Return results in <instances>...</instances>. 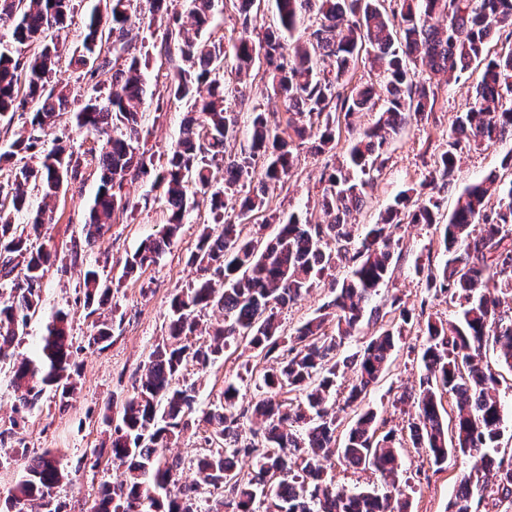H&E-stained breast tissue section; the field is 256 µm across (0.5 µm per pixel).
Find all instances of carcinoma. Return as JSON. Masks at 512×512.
Instances as JSON below:
<instances>
[{
  "mask_svg": "<svg viewBox=\"0 0 512 512\" xmlns=\"http://www.w3.org/2000/svg\"><path fill=\"white\" fill-rule=\"evenodd\" d=\"M89 1L81 46L68 62L92 83V93L78 105L66 86L52 82L62 50L45 33L67 27L76 6ZM221 2L189 0L191 36L169 13L167 0H146V15L138 11V0H0V29L8 35L0 40V124L10 126L16 113L35 105L25 132L0 152V162L11 165L0 179V360L12 356L38 312L43 280L57 261L42 236L52 216L42 206L32 207L31 192L56 197L99 174L84 244L72 243L60 267L77 274L87 308L112 300V281L86 264V253L118 217L134 216L138 204L124 193L126 182L152 178L151 189L165 199L167 222L126 259L123 278L157 263L202 194L210 198L212 225L203 228L189 257L199 275L173 294L168 338L151 351L113 429L109 451L112 461L126 467V479L102 488L91 512H200L196 484L181 481L186 469L218 491L209 512H407L408 500L400 492L336 488L327 472L335 455L393 482L401 463L397 433L378 435L370 408L356 414L337 443L340 423L330 397L340 363L356 375L347 406L361 403L389 371L402 330L375 299L400 255L393 230L404 223L433 224L440 230L444 260L418 265L416 272L426 292L445 294L458 307V319H434L423 304L416 315L400 310L402 323L423 324L425 337L424 375L419 390L407 396L416 410L409 438L435 466L447 462L451 452L473 460L448 512H476L475 486L479 500L495 495L498 503L511 506L512 457H497L503 423L499 380L485 358L492 344L499 362L512 369V306L503 307L487 289L491 281L495 292L512 296V152L502 159L508 180L491 174L466 186L446 222L440 200L431 196L413 205L407 191L388 206L382 223L369 225L360 237L348 217L362 208L365 185L382 170L390 135L434 112L435 91L415 81L411 64L418 60L450 77L469 72L475 63L482 66L474 103L456 118L430 183L452 187L459 151L512 137V48L495 55L487 50L495 35L512 37V0H273L277 23L257 43L251 37L256 0H248L239 10L240 31L232 45L235 71L246 75L264 58V77L288 118L282 128L256 113L246 145L224 166L218 186L211 167L236 137L231 101L240 93L220 75L224 44L204 37ZM308 12L315 14V25L306 42L294 46ZM144 24L162 31L160 44L138 40L134 29ZM31 45L33 54L22 55L21 47ZM154 50L169 65L167 100L191 102V116L161 165L140 139L148 95L144 69ZM363 51L380 68L386 99L377 122L359 131L351 118L376 107L373 87L346 90ZM327 58L334 59L335 71L321 69ZM63 112L73 113L87 132L105 137L101 149L79 154L60 139L46 147L47 132ZM313 129L319 151L333 147L344 132L350 138L346 159L322 177L321 205L330 220L313 224L292 215L265 243L244 238L241 220L267 208V201L266 192L242 196L240 187L257 176L265 187L281 182L293 167L294 146ZM16 158L26 163L12 164ZM13 212L26 213L27 224L13 223ZM476 223L481 231L474 235L470 226ZM337 262L350 268L349 277L333 289L319 315L286 333L278 309L308 293ZM215 308L224 324L213 328L208 340L189 342L202 328L200 312ZM366 315L379 324L376 334L338 361ZM112 331L111 319L95 323L87 346L109 342ZM241 342L263 359L276 360L261 376L263 397L240 407L239 386L227 381L220 406L197 412L195 387L180 383L183 369L189 364L206 369ZM77 353L70 313L62 308L47 325L37 357L12 364L14 413L33 410L47 386L55 388L58 409L68 410L77 389L71 373ZM292 392L295 397H284ZM446 395L455 400L451 416L443 406ZM192 425L203 429L201 451L188 458L164 455ZM241 458L253 461L252 468L237 467ZM64 478L55 456L45 452L26 464L0 512H62L53 489Z\"/></svg>",
  "mask_w": 512,
  "mask_h": 512,
  "instance_id": "cac0c4a2",
  "label": "carcinoma"
}]
</instances>
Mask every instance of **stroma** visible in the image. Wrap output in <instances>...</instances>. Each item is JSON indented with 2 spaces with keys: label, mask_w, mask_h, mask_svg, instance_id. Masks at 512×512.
<instances>
[{
  "label": "stroma",
  "mask_w": 512,
  "mask_h": 512,
  "mask_svg": "<svg viewBox=\"0 0 512 512\" xmlns=\"http://www.w3.org/2000/svg\"><path fill=\"white\" fill-rule=\"evenodd\" d=\"M263 63H256L250 77L244 78L241 93L234 109L238 117L237 138L230 141L227 154L239 152L245 143L254 113L262 112L271 121L285 118V108L263 78ZM417 81L431 85L437 96L432 116L422 123H409L390 141L387 162L382 174L365 188L366 202L354 212L350 223L374 224L394 198L408 188H416L422 196L436 195L442 202V214H449L462 189L499 170L503 156L512 151V139L486 147L463 149L458 155L455 184L452 189L432 191L427 181L435 168L440 152L445 149L448 133L460 112L473 102L478 82L477 74H464L459 79L433 74L424 64L416 66ZM142 121L149 147L165 155L179 137L180 125L188 111L185 103L171 102L164 113H156L154 102H147ZM313 138H306L296 152L295 165L284 180L266 190L269 208L281 220L291 213L308 212L312 221H323L320 209L324 171L341 163L347 148L339 141L335 148L317 151ZM98 188L96 177L84 184L69 187L66 193L48 201L34 199V206H47L53 220L44 227L45 240L59 253H67L73 241L82 239L84 212ZM125 191L138 209L134 218L110 225L98 239L88 258L99 271L118 279L119 288L112 293L122 315L120 325L114 326L110 342L104 349L90 348L86 338L92 330L93 319L79 299L76 274L50 270L44 280L42 305L29 322L26 335L15 349L16 358L35 357L45 327L55 311L65 307L70 311L73 342L79 352L75 358L79 385L71 408L58 412L52 391H45L37 407L27 416L24 428L19 429L23 453L12 448H0V499L23 474L26 458L52 451L66 478L56 489L63 512H89L102 486L119 483L121 467L113 465L110 454L101 450L109 431L104 416L119 419L124 399L137 386L145 371L148 356L166 336L169 323V300L176 289L185 287L196 277L187 257L194 250L204 225L210 222V202L198 197L177 236L157 264L143 268L136 275L122 278V268L128 256L140 242L156 235L166 219V209L158 192L148 183L126 184ZM401 239L402 259L390 281L377 298L382 310H389L392 297H399L410 310L426 309L433 318L455 320L453 305L446 297L428 295L420 277L414 271L419 263L439 259L443 247L435 228L413 224L397 231ZM345 266L326 271L315 288L302 299L281 309L279 319L291 330L305 320L315 317L319 308L332 297L335 282L343 280ZM424 337L417 323L404 325L393 354L389 373L368 394L365 404L376 412L385 428L406 430L414 413L413 408L397 406L401 393L418 387L423 374L420 356ZM266 360L245 346L225 349L207 371L187 366L183 371L186 382L196 387L200 409L217 405L228 381L240 386L239 403L248 405L258 400L261 390L256 377L266 367ZM401 471L398 487L409 501L410 512H447L460 476L469 471L470 461L464 456H449L447 464L437 468L428 463L424 449L404 444L399 450Z\"/></svg>",
  "instance_id": "stroma-1"
}]
</instances>
